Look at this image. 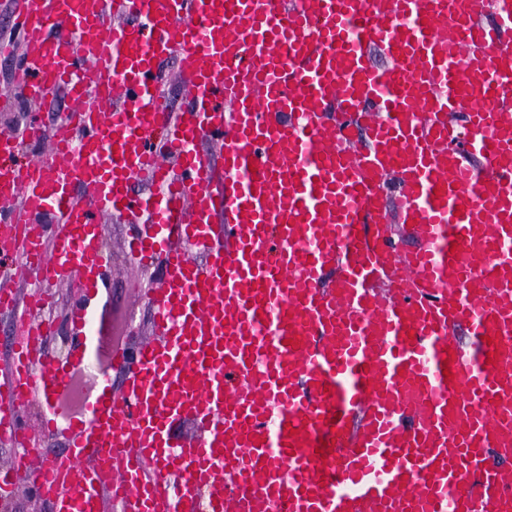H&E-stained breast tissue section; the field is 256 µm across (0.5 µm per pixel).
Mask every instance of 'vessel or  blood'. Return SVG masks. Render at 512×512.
<instances>
[{
  "label": "vessel or blood",
  "instance_id": "b4317fda",
  "mask_svg": "<svg viewBox=\"0 0 512 512\" xmlns=\"http://www.w3.org/2000/svg\"><path fill=\"white\" fill-rule=\"evenodd\" d=\"M10 22L0 106L81 107L0 132V498L512 512V0H13ZM115 214L163 274L152 334L62 421L69 368L34 314L79 289L85 360Z\"/></svg>",
  "mask_w": 512,
  "mask_h": 512
}]
</instances>
